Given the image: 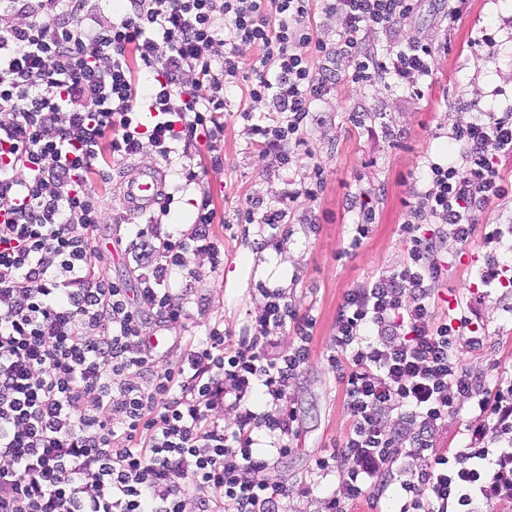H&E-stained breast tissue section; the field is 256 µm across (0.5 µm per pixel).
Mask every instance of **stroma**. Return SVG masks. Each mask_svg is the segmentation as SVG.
<instances>
[{"mask_svg": "<svg viewBox=\"0 0 512 512\" xmlns=\"http://www.w3.org/2000/svg\"><path fill=\"white\" fill-rule=\"evenodd\" d=\"M491 35L494 48L481 44ZM419 39L435 51L434 73L424 98L402 88L381 84L357 85L348 73L338 75L327 101L314 105L316 120L307 140L325 171V185L316 200L299 199L287 223L279 225L281 249L258 250V225L240 216L253 202L275 203L289 184L306 181L310 168L300 162L276 167L251 147L244 132L242 109L267 113L262 103H251L244 79L226 85L224 101V160L212 164L208 156L193 160L197 180L184 185L181 161L162 159L153 151L114 164L107 178L93 177L106 217L97 233L106 272L135 280L128 259L114 250L112 239L125 224L143 223V216L122 207V180L135 169L160 168L167 189L175 196L170 223L192 230L196 200L210 196L218 223L212 232L220 247L218 267L204 255L186 254L187 278L181 285L188 314L189 335L201 336L206 324L223 321L230 339L253 333V319L262 302L259 285L284 289L299 315L313 318L311 358L290 390L299 418L296 449L272 457L264 471L267 481L293 487L310 482L309 497L290 496L287 512H321L322 500L340 484L336 472L320 476L311 470L316 457L341 448L350 425L345 391L326 362L336 334V318L349 289L373 276L401 266L410 243L402 225L408 206L419 205L413 190L428 163L459 162V148L450 136L453 122H468L487 112L512 110V0H467L458 21H450L433 0H423L418 13L393 32L377 34V49L389 42ZM367 195L376 220L366 238L350 247L353 211L360 195ZM512 195L490 203L475 217L469 242L444 238L451 257L448 275L435 294L438 314L472 311L481 351L473 352L459 340L462 366L481 388L512 381ZM506 234L496 252L483 245L494 228ZM506 269L507 284L485 289L479 273L489 256Z\"/></svg>", "mask_w": 512, "mask_h": 512, "instance_id": "stroma-1", "label": "stroma"}]
</instances>
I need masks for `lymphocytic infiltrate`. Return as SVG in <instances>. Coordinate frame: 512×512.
I'll return each mask as SVG.
<instances>
[{"mask_svg": "<svg viewBox=\"0 0 512 512\" xmlns=\"http://www.w3.org/2000/svg\"><path fill=\"white\" fill-rule=\"evenodd\" d=\"M421 0H127L118 17L89 19V0H0L18 18L0 29V512H284L290 493L262 479L269 462L259 434L284 457L298 436L289 390L310 360L312 319L286 293L262 288L255 333L227 342L221 324L177 336L186 253L218 260L202 198L194 227L158 213L130 229L125 250L137 274L127 288L102 270L104 222L91 177L176 144L224 153V86L243 68L252 102L277 124L243 109L260 157L280 167L309 156L312 106L337 70L356 83L380 74L420 97L434 51L412 40L385 53L370 35L411 18ZM341 22L320 37L313 9ZM227 44L215 58V44ZM257 55L244 63L240 46ZM154 76L140 83V72ZM461 164L432 163L420 206L402 229L406 262L349 289L327 364L345 386L352 427L342 448L314 459L336 469L324 512H350L392 483L399 512H495L512 499V383L479 390L460 368L456 338L467 315L438 316L433 290L448 273L443 237L468 242L474 215L505 194L498 162L512 156V111L454 123ZM324 170L284 192L279 205L248 212L276 228L298 199H316ZM178 344L167 359L146 327ZM296 341L273 353L284 329ZM264 390V410L252 396ZM482 424L463 447L438 450L435 434L459 398ZM234 412L225 424L224 409ZM426 458L422 470L413 462Z\"/></svg>", "mask_w": 512, "mask_h": 512, "instance_id": "lymphocytic-infiltrate-1", "label": "lymphocytic infiltrate"}]
</instances>
